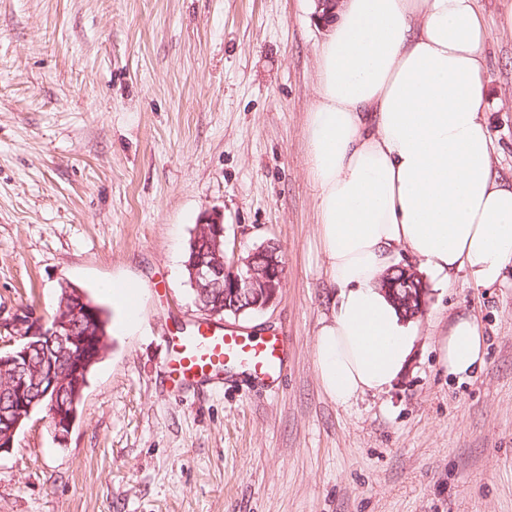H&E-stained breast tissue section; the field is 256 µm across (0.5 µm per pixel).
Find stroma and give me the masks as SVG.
<instances>
[{"label": "stroma", "instance_id": "35a3bbf8", "mask_svg": "<svg viewBox=\"0 0 512 512\" xmlns=\"http://www.w3.org/2000/svg\"><path fill=\"white\" fill-rule=\"evenodd\" d=\"M511 4L477 0L492 167L510 180ZM326 35L312 0H0V318L51 312L68 281L107 310L110 344L65 442L37 410L0 454V512H512V264L491 288L427 280L385 391L339 405L321 386L331 290L305 128ZM212 212L226 260L280 247L277 302L224 320L287 336L276 389L168 380L164 337L200 318L186 251ZM112 279L139 286L132 330ZM461 312L486 340L467 378L437 351Z\"/></svg>", "mask_w": 512, "mask_h": 512}]
</instances>
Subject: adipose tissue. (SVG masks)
<instances>
[{"label": "adipose tissue", "instance_id": "adipose-tissue-1", "mask_svg": "<svg viewBox=\"0 0 512 512\" xmlns=\"http://www.w3.org/2000/svg\"><path fill=\"white\" fill-rule=\"evenodd\" d=\"M486 38L476 0H348L321 45L306 135L336 293L314 363L336 403L384 391L409 361L414 333L380 287L399 253L481 288L512 264V180L492 171L482 119ZM484 349L461 315L439 360L469 377Z\"/></svg>", "mask_w": 512, "mask_h": 512}]
</instances>
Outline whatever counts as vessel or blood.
I'll return each mask as SVG.
<instances>
[{
  "mask_svg": "<svg viewBox=\"0 0 512 512\" xmlns=\"http://www.w3.org/2000/svg\"><path fill=\"white\" fill-rule=\"evenodd\" d=\"M286 336H243L207 325L188 334L168 337L172 355L168 375L175 387H220L225 367L235 362L245 367L257 383L280 384L287 371Z\"/></svg>",
  "mask_w": 512,
  "mask_h": 512,
  "instance_id": "obj_1",
  "label": "vessel or blood"
}]
</instances>
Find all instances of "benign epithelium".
Masks as SVG:
<instances>
[{"instance_id": "obj_1", "label": "benign epithelium", "mask_w": 512, "mask_h": 512, "mask_svg": "<svg viewBox=\"0 0 512 512\" xmlns=\"http://www.w3.org/2000/svg\"><path fill=\"white\" fill-rule=\"evenodd\" d=\"M223 237V217L206 216L193 235L189 261L193 287L198 291L196 305L212 323L224 318L223 308L210 305L212 289H224V294L248 309L265 310L275 303L284 282L283 264L269 245L228 266L221 257ZM95 313L81 292L75 302L63 301L52 318L22 310L0 322V331L8 333L10 344V349L0 350V375L7 395L0 403V423L7 426L0 432V453L14 447L16 429L47 397L50 427L55 437H67L75 423L70 398L85 388L89 367L87 361L73 364L74 357L89 345H99V337L85 330ZM36 349L41 351V363L35 370L32 353Z\"/></svg>"}]
</instances>
